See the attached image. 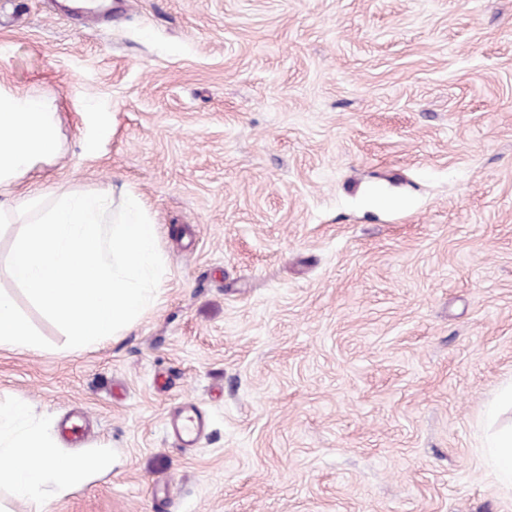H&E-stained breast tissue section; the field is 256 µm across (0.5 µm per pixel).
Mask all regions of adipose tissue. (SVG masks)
<instances>
[{
	"mask_svg": "<svg viewBox=\"0 0 512 512\" xmlns=\"http://www.w3.org/2000/svg\"><path fill=\"white\" fill-rule=\"evenodd\" d=\"M57 106L43 95L0 86V224L15 227L7 277L47 316L59 320L75 347L121 335L146 310L162 262L157 230L133 193L21 191L37 165L61 153ZM34 332L0 293V348L35 347ZM25 407L0 414V486L31 512H45L47 493L68 492L105 455L61 454L39 429L25 426Z\"/></svg>",
	"mask_w": 512,
	"mask_h": 512,
	"instance_id": "adipose-tissue-1",
	"label": "adipose tissue"
}]
</instances>
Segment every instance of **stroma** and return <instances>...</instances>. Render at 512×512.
<instances>
[{"instance_id":"stroma-1","label":"stroma","mask_w":512,"mask_h":512,"mask_svg":"<svg viewBox=\"0 0 512 512\" xmlns=\"http://www.w3.org/2000/svg\"><path fill=\"white\" fill-rule=\"evenodd\" d=\"M0 51L58 104L24 186L132 191L163 263L85 350L0 281L37 334L0 406L112 459L47 512H512L480 451L512 425V0H6ZM205 415L193 406H184L168 420V433L180 448H193L207 429Z\"/></svg>"}]
</instances>
